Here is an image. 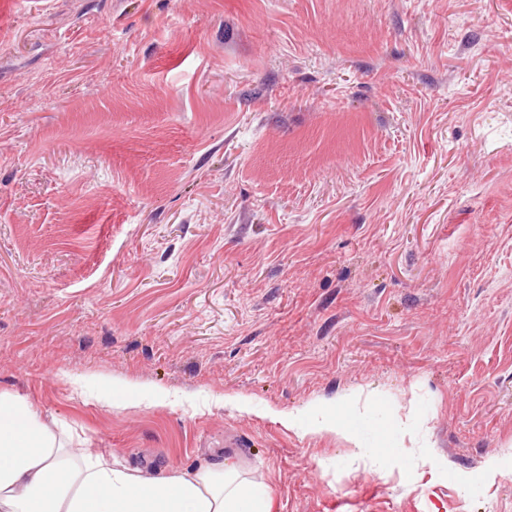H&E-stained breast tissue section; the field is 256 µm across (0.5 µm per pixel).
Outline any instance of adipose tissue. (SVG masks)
Returning a JSON list of instances; mask_svg holds the SVG:
<instances>
[{
    "instance_id": "obj_1",
    "label": "adipose tissue",
    "mask_w": 512,
    "mask_h": 512,
    "mask_svg": "<svg viewBox=\"0 0 512 512\" xmlns=\"http://www.w3.org/2000/svg\"><path fill=\"white\" fill-rule=\"evenodd\" d=\"M0 512H271V500L233 462L149 477L71 456L24 398L0 393Z\"/></svg>"
}]
</instances>
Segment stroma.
I'll list each match as a JSON object with an SVG mask.
<instances>
[{
	"instance_id": "stroma-1",
	"label": "stroma",
	"mask_w": 512,
	"mask_h": 512,
	"mask_svg": "<svg viewBox=\"0 0 512 512\" xmlns=\"http://www.w3.org/2000/svg\"><path fill=\"white\" fill-rule=\"evenodd\" d=\"M0 392L271 512H512V0H0ZM278 418L288 426H304L308 432H315L323 429L335 430L337 434L342 435L347 440L354 443L357 448H363L355 431L354 424L342 423L336 418L334 423L331 418L322 410L320 406H312L310 414L304 417H297L293 414L279 413Z\"/></svg>"
}]
</instances>
